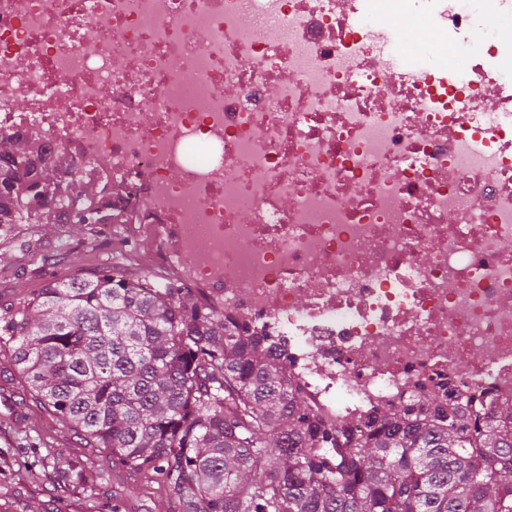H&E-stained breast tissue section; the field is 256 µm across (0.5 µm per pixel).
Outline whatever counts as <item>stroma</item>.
I'll return each mask as SVG.
<instances>
[{"label":"stroma","instance_id":"1","mask_svg":"<svg viewBox=\"0 0 512 512\" xmlns=\"http://www.w3.org/2000/svg\"><path fill=\"white\" fill-rule=\"evenodd\" d=\"M140 257L142 271L167 274V267L154 258L148 240L139 236L132 225L106 224L93 245L83 242L77 224H43L26 252L0 249V308L24 295L37 293L47 278L68 279L80 271L111 261L113 247L121 242ZM45 254L56 258L52 270L41 266ZM11 422L0 429V448L5 444H24L44 438L55 445L58 467H66L78 448L77 437L42 413L29 402L9 359L0 353V416ZM126 474L109 468L96 473L92 492L76 488L60 491L53 470L44 468L36 455L19 452L0 464V505L7 512H109V493L126 482Z\"/></svg>","mask_w":512,"mask_h":512}]
</instances>
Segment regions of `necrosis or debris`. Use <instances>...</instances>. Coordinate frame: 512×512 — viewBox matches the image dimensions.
Listing matches in <instances>:
<instances>
[{
    "mask_svg": "<svg viewBox=\"0 0 512 512\" xmlns=\"http://www.w3.org/2000/svg\"><path fill=\"white\" fill-rule=\"evenodd\" d=\"M442 44L391 71L404 15ZM512 0H0V133L100 174L161 263L354 435L512 401Z\"/></svg>",
    "mask_w": 512,
    "mask_h": 512,
    "instance_id": "obj_1",
    "label": "necrosis or debris"
}]
</instances>
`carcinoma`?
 Returning <instances> with one entry per match:
<instances>
[{"mask_svg": "<svg viewBox=\"0 0 512 512\" xmlns=\"http://www.w3.org/2000/svg\"><path fill=\"white\" fill-rule=\"evenodd\" d=\"M43 135L0 134V244L18 225L125 222L105 186ZM112 267L49 281L0 316L28 398L83 440L63 491L88 486L90 453L147 475L179 512H512V402L489 422L428 396L355 437L321 423L262 337L174 280Z\"/></svg>", "mask_w": 512, "mask_h": 512, "instance_id": "carcinoma-1", "label": "carcinoma"}]
</instances>
